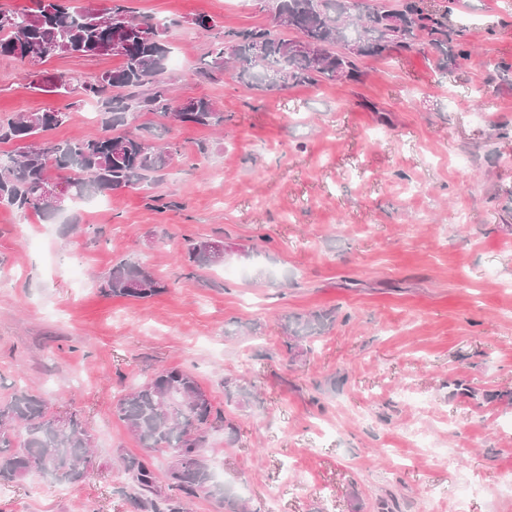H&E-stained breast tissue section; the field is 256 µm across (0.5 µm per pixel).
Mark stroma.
<instances>
[{
	"mask_svg": "<svg viewBox=\"0 0 512 512\" xmlns=\"http://www.w3.org/2000/svg\"><path fill=\"white\" fill-rule=\"evenodd\" d=\"M438 2L470 60L419 45L363 59L355 82L266 93L202 69L212 36L269 21L270 0H130L176 20L165 76L224 128L128 113L126 130L180 148L161 182L66 200L61 222L0 207V398L25 389L80 415L93 448L82 481L30 475L0 512H138L121 457L161 474L169 453L141 448L113 407L172 367L235 424L204 455L247 512H512V0ZM120 64L39 69L87 80ZM67 102L0 59L1 116ZM99 110L79 103L48 138L96 133ZM200 237L223 240V266L186 261ZM129 259L167 290L106 295ZM315 311L333 323L291 358L285 324ZM228 380L252 385L249 404L227 401Z\"/></svg>",
	"mask_w": 512,
	"mask_h": 512,
	"instance_id": "stroma-1",
	"label": "stroma"
}]
</instances>
